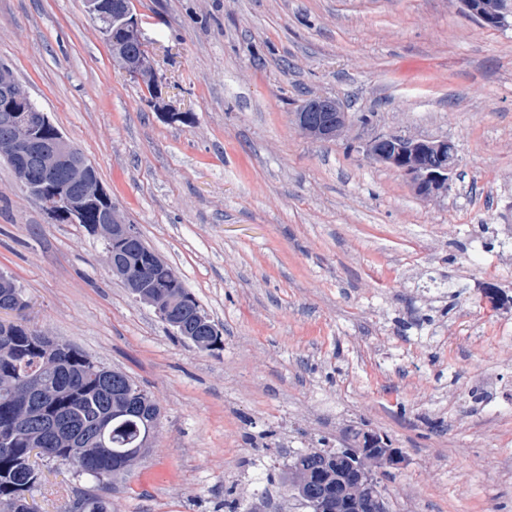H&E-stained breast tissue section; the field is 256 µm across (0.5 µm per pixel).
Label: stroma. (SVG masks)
Instances as JSON below:
<instances>
[{"label": "stroma", "instance_id": "obj_1", "mask_svg": "<svg viewBox=\"0 0 512 512\" xmlns=\"http://www.w3.org/2000/svg\"><path fill=\"white\" fill-rule=\"evenodd\" d=\"M172 122L82 0H0V60L96 167L116 208L222 331L204 351L51 219L0 160V271L28 324L125 372L159 405L152 447L102 488L41 462L40 512H310L298 452L386 434L389 512H512V26L461 0H132ZM351 123L301 134L309 97ZM457 149L427 200L364 144ZM481 400H474V392Z\"/></svg>", "mask_w": 512, "mask_h": 512}]
</instances>
